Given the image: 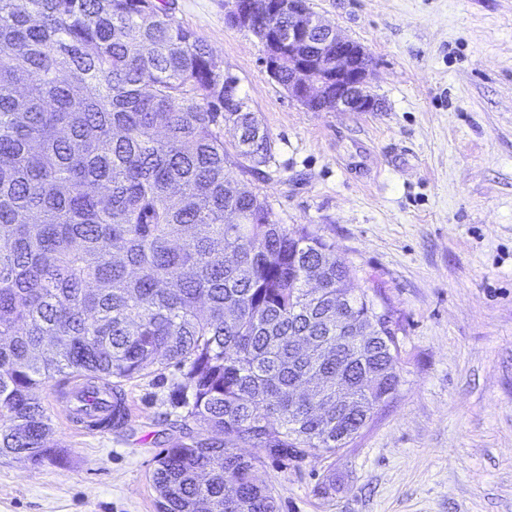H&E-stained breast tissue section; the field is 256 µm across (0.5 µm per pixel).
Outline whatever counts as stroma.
Returning <instances> with one entry per match:
<instances>
[{
	"label": "stroma",
	"instance_id": "35a3bbf8",
	"mask_svg": "<svg viewBox=\"0 0 512 512\" xmlns=\"http://www.w3.org/2000/svg\"><path fill=\"white\" fill-rule=\"evenodd\" d=\"M174 3L271 136L242 183L332 244L397 320V396L335 455L265 461L279 512H512V0H309L370 56L376 112L303 109L259 40L225 25L224 0ZM178 375L124 383L127 424L95 434L38 390L67 454L0 460V512H157Z\"/></svg>",
	"mask_w": 512,
	"mask_h": 512
}]
</instances>
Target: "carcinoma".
Masks as SVG:
<instances>
[{"mask_svg": "<svg viewBox=\"0 0 512 512\" xmlns=\"http://www.w3.org/2000/svg\"><path fill=\"white\" fill-rule=\"evenodd\" d=\"M172 5L0 0V460L65 455L37 390L78 382L119 427L123 383L165 360L194 427L156 460L157 512H278L237 449L348 447L401 348L333 245L236 184L269 133Z\"/></svg>", "mask_w": 512, "mask_h": 512, "instance_id": "1", "label": "carcinoma"}]
</instances>
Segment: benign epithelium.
Segmentation results:
<instances>
[{
    "label": "benign epithelium",
    "mask_w": 512,
    "mask_h": 512,
    "mask_svg": "<svg viewBox=\"0 0 512 512\" xmlns=\"http://www.w3.org/2000/svg\"><path fill=\"white\" fill-rule=\"evenodd\" d=\"M288 15L286 35L259 25L241 0H225L224 22L252 31L262 44L288 47V95L314 112H374L376 99L367 91L371 60L364 48L311 10L308 0H281Z\"/></svg>",
    "instance_id": "1"
}]
</instances>
